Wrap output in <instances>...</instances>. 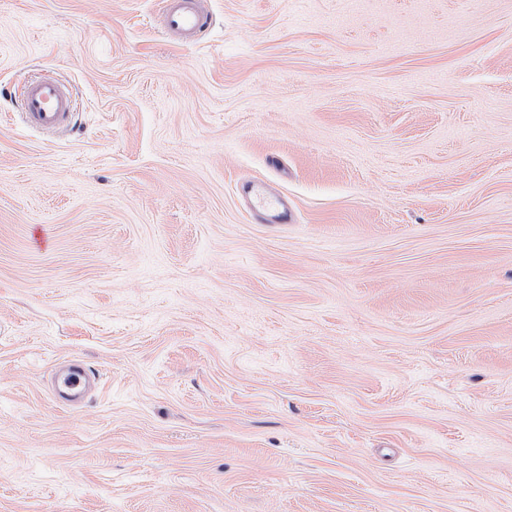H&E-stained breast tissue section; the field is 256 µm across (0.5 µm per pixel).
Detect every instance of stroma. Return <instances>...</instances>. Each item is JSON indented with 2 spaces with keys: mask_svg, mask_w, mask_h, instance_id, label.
<instances>
[{
  "mask_svg": "<svg viewBox=\"0 0 512 512\" xmlns=\"http://www.w3.org/2000/svg\"><path fill=\"white\" fill-rule=\"evenodd\" d=\"M203 7L0 0V512H512V0ZM166 35L178 36L182 44L195 43L207 28V15L199 0H163ZM19 112L25 126L45 133L58 132L75 117L73 92L62 80L34 76L24 86ZM245 193L252 211L264 216L268 224H293V213L280 199H272L266 195L260 185L251 184L239 189ZM92 376L96 377L94 373L87 370L84 366H78L63 377L62 385L66 389L72 391L69 393L70 396L77 398L83 394L87 383Z\"/></svg>",
  "mask_w": 512,
  "mask_h": 512,
  "instance_id": "35a3bbf8",
  "label": "stroma"
}]
</instances>
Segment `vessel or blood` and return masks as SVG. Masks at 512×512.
<instances>
[{"instance_id":"obj_1","label":"vessel or blood","mask_w":512,"mask_h":512,"mask_svg":"<svg viewBox=\"0 0 512 512\" xmlns=\"http://www.w3.org/2000/svg\"><path fill=\"white\" fill-rule=\"evenodd\" d=\"M164 30L184 44L200 39L207 28V16L200 0H163ZM25 126L55 133L70 125L75 117L74 96L70 86L57 78L39 75L30 78L20 104ZM244 192L252 211L271 224H290L294 218L287 205L266 195L260 185L251 184Z\"/></svg>"}]
</instances>
